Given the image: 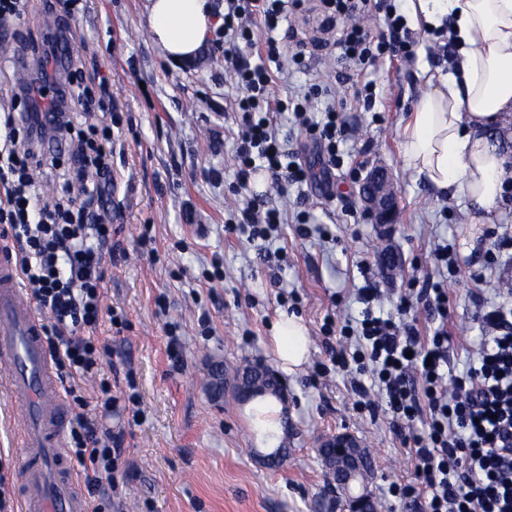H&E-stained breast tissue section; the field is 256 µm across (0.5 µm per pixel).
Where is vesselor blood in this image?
<instances>
[{
    "label": "vessel or blood",
    "mask_w": 512,
    "mask_h": 512,
    "mask_svg": "<svg viewBox=\"0 0 512 512\" xmlns=\"http://www.w3.org/2000/svg\"><path fill=\"white\" fill-rule=\"evenodd\" d=\"M42 324L16 262L0 252V387L13 401L26 454L23 512H90L65 448L66 408Z\"/></svg>",
    "instance_id": "b4317fda"
}]
</instances>
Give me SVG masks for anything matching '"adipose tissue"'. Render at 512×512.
Here are the masks:
<instances>
[{
	"label": "adipose tissue",
	"instance_id": "obj_1",
	"mask_svg": "<svg viewBox=\"0 0 512 512\" xmlns=\"http://www.w3.org/2000/svg\"><path fill=\"white\" fill-rule=\"evenodd\" d=\"M148 32L162 54L188 61L213 26L210 0H147ZM414 22L450 18L456 69L427 79L403 130L405 166L441 193L461 194L470 221L491 224L512 194V156L497 137L512 124V0H407ZM273 340L285 373L309 358L300 318L283 314Z\"/></svg>",
	"mask_w": 512,
	"mask_h": 512
}]
</instances>
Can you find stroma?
<instances>
[{
  "instance_id": "1",
  "label": "stroma",
  "mask_w": 512,
  "mask_h": 512,
  "mask_svg": "<svg viewBox=\"0 0 512 512\" xmlns=\"http://www.w3.org/2000/svg\"><path fill=\"white\" fill-rule=\"evenodd\" d=\"M145 0H84L66 22L46 0H26L10 27V51L0 50V106L8 105L19 69H32L31 49L70 26L74 61L88 84L106 82L123 123L114 132L112 168L119 187L114 205V243L120 254L107 267L104 303L118 306L127 329L110 334L103 370L113 392L135 387L137 410L117 404L102 422L123 432L128 468L119 507L102 512H343L328 485L317 452L322 437L355 434L372 456L370 486L376 512H423L412 498L391 488L412 482L415 461L392 431L385 406L360 414L349 372L316 370L328 362L322 326L344 325L359 316L354 299L365 277L376 280L384 312H395L413 279L428 275L448 290V356L454 373L477 358L482 329L479 302L512 289V262L495 258L494 233L512 236V202L495 225H483L474 254L463 251L470 215L462 198L439 196L407 169L401 133L411 118L423 71L447 68V54L433 57L445 38L427 35L410 58H384L370 67L371 105L340 84L337 54L319 53L287 73L272 70L275 99H287L318 82V108L335 106L345 127L341 162L331 174V195L302 183L288 192L266 187L283 223L272 243L227 231L254 186H241L235 148L238 128L231 105L234 80L224 71V50L208 39L196 64L164 58L152 43ZM385 167L398 190L396 224H373L358 196L367 169ZM327 228V237L301 235L299 217ZM447 246L449 266L438 265L435 245ZM400 259L396 271L382 266V253ZM279 284H271V273ZM481 274L483 285L473 276ZM302 318L309 359L297 372L281 374L286 400L281 415L263 421L252 403L234 393L215 401L209 391L213 362L226 376L260 361L278 367L271 328L280 314ZM178 337L181 361L170 357ZM288 448L279 468L263 457ZM0 462L11 484L24 467L21 436L11 404L0 395Z\"/></svg>"
}]
</instances>
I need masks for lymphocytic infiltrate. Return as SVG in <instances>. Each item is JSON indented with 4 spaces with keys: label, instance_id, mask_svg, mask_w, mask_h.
<instances>
[{
    "label": "lymphocytic infiltrate",
    "instance_id": "f902f5d3",
    "mask_svg": "<svg viewBox=\"0 0 512 512\" xmlns=\"http://www.w3.org/2000/svg\"><path fill=\"white\" fill-rule=\"evenodd\" d=\"M307 0H224V67L232 73L239 94L235 158L240 182L257 171L285 187L308 181L310 169L298 162L283 163L279 130L273 123L272 77L264 64L240 57L232 45L251 42L254 23L275 31L283 13L309 19ZM319 31H339L333 45L353 67L373 65L380 56H411L420 33L406 28L394 4H386V33L374 36L362 20L373 0H322ZM69 38L57 34L42 46L37 66L42 83L52 92L50 102L18 89L0 142V239L14 243L20 278L35 303L52 315L44 341L72 398L70 453L82 469L88 496L99 495L103 484H116L125 460V437L89 415L83 383L94 379L103 409L115 398L100 371L110 355L108 341L98 331L102 323L123 330L126 322L102 304L105 290L103 254L112 243V130L109 117L117 113L111 101L94 97L83 86L78 67L62 79L46 74L48 66L66 57ZM311 86L293 107V115L315 146L322 171L338 163L335 111L322 120L310 117ZM58 173L52 202L40 196L38 172ZM282 221L279 210L258 195L251 196L232 224L235 233L268 240ZM418 295L429 316L439 323L430 335H420L416 323L375 315L382 299L375 281L357 290L364 304L357 331L328 324L327 333L353 335L355 348L332 354V363L356 364L360 377L352 387L364 408L383 400L392 424L416 461L415 480L424 512H512V301L480 312L484 329L475 365L449 375L448 293L434 280L423 279ZM427 431L408 434L417 417Z\"/></svg>",
    "mask_w": 512,
    "mask_h": 512
}]
</instances>
